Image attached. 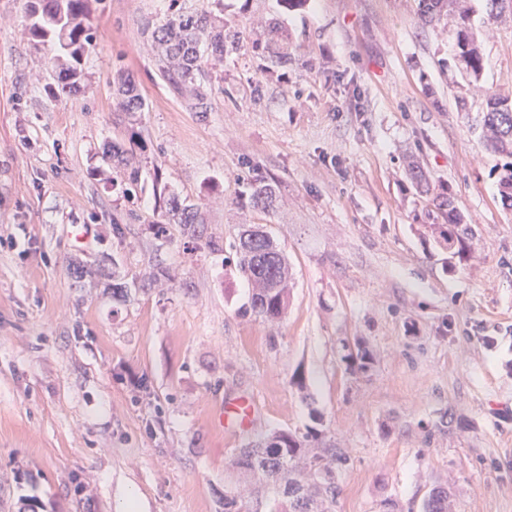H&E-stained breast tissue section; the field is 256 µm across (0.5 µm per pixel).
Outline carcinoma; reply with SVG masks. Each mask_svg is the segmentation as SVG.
Here are the masks:
<instances>
[{
  "label": "carcinoma",
  "mask_w": 512,
  "mask_h": 512,
  "mask_svg": "<svg viewBox=\"0 0 512 512\" xmlns=\"http://www.w3.org/2000/svg\"><path fill=\"white\" fill-rule=\"evenodd\" d=\"M418 17L423 25H448V17L457 20L454 59L466 76L468 87L484 92L487 112L480 121V138L491 151L505 159L501 164L498 193L502 205L512 209V96L483 91L484 63L481 47L473 29L467 25L471 8L466 0H418ZM29 34L38 45L56 42L57 90L62 95L77 92L83 77L81 59L92 45L95 34L90 23L88 0H28ZM152 39L157 55V71L169 91L182 99L190 111L209 108L211 75L209 56L224 54L243 46L238 31H224L206 13H177L155 27ZM253 51L269 54L275 65L288 63V34L274 23L268 24L264 38L251 42ZM115 107L121 112H140L144 100L130 81L121 83ZM406 175L415 190L428 197L431 213L444 220L431 228L438 243L448 250V258L462 257L466 240L474 235L471 225L455 205L454 196L443 190L430 196V180L419 161L407 164ZM243 201L254 209L275 206L276 190L266 177L256 174L247 180ZM163 216L169 224L191 225L200 222L198 212L182 205L172 196L163 201ZM236 268L254 284L242 312L276 318L288 307V262L277 242L259 225H245L233 245ZM316 434L274 431L260 442L240 449L232 468L256 480L261 489L275 496L271 512H333L337 493V470L345 463L338 449L312 450ZM448 489H432L423 504L424 512H447Z\"/></svg>",
  "instance_id": "carcinoma-1"
}]
</instances>
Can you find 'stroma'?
<instances>
[{"mask_svg":"<svg viewBox=\"0 0 512 512\" xmlns=\"http://www.w3.org/2000/svg\"><path fill=\"white\" fill-rule=\"evenodd\" d=\"M89 4L97 39L66 97L26 0H0V512H123L130 491L138 512H224L239 449L312 427L346 460L335 512H423L439 486L448 512H512V211L451 34L423 26L417 0ZM471 5L484 85L511 95L512 13ZM172 11L248 38L278 23L292 59L225 55L210 110L190 111L147 46ZM119 69L143 111L116 110ZM110 142L134 144L137 185L103 164ZM412 155L475 230L456 266ZM254 169L277 183L273 210L239 203ZM163 193L198 207L203 232L164 224ZM242 224L288 260L278 318L241 311ZM359 344L364 374L346 358ZM244 398L250 422L222 426Z\"/></svg>","mask_w":512,"mask_h":512,"instance_id":"obj_1","label":"stroma"}]
</instances>
